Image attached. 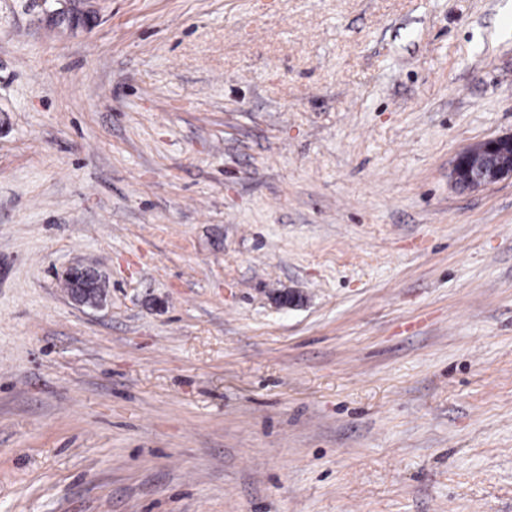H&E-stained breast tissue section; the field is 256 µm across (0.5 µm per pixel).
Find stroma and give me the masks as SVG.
Returning a JSON list of instances; mask_svg holds the SVG:
<instances>
[{"instance_id": "stroma-1", "label": "stroma", "mask_w": 512, "mask_h": 512, "mask_svg": "<svg viewBox=\"0 0 512 512\" xmlns=\"http://www.w3.org/2000/svg\"><path fill=\"white\" fill-rule=\"evenodd\" d=\"M71 7L0 0V512H512V0ZM512 177V134L470 144L455 157L450 177L455 185L477 190Z\"/></svg>"}]
</instances>
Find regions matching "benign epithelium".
I'll list each match as a JSON object with an SVG mask.
<instances>
[{"instance_id":"1","label":"benign epithelium","mask_w":512,"mask_h":512,"mask_svg":"<svg viewBox=\"0 0 512 512\" xmlns=\"http://www.w3.org/2000/svg\"><path fill=\"white\" fill-rule=\"evenodd\" d=\"M507 176L512 177V134H505L464 148L450 172L454 184L477 190Z\"/></svg>"}]
</instances>
